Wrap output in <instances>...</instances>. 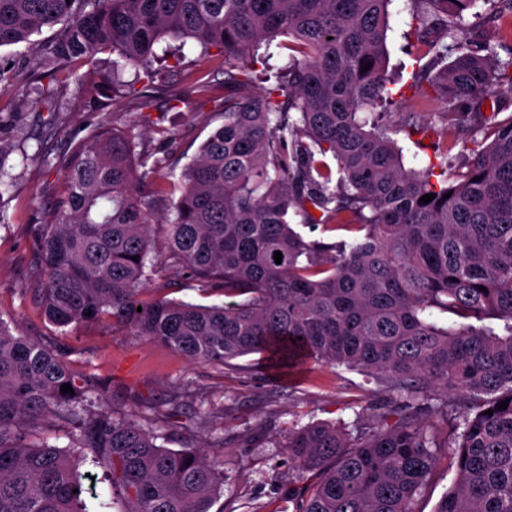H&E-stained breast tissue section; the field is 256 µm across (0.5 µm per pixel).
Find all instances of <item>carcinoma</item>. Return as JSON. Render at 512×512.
Instances as JSON below:
<instances>
[{"instance_id": "carcinoma-1", "label": "carcinoma", "mask_w": 512, "mask_h": 512, "mask_svg": "<svg viewBox=\"0 0 512 512\" xmlns=\"http://www.w3.org/2000/svg\"><path fill=\"white\" fill-rule=\"evenodd\" d=\"M391 2L0 0V48L27 44L34 78L109 49L118 55L112 81L96 91L144 98L137 84L167 83L189 39L203 56L218 50L224 70V124L179 185L140 191L134 137L108 123L73 150L65 195L31 228L46 273L44 314L58 327L107 318L192 361L224 365L262 352L277 366L311 360L385 386L399 403L373 426L317 422L288 434L305 483L290 494L293 512H415L442 455L457 479L434 512H512V114L483 112L487 97L512 93V51L499 55L512 40V0L494 16L493 41L467 34L479 0H411L409 89L444 112L434 121L412 112L399 131L443 141L480 116L469 131L489 141L473 140L458 168L445 148L421 171L405 168L385 123L395 103ZM56 25L53 40H33ZM279 37L292 39V54L275 86L256 93L257 65ZM128 67L134 79L124 81ZM175 194L161 253L156 203ZM425 194L435 198L423 204ZM293 211L308 234L290 224ZM336 229L355 236H314ZM165 254L224 304L144 296ZM432 309L462 323H438ZM488 315L503 330L468 323ZM64 384L74 394L61 393ZM450 394L460 412L441 438L423 416L448 412ZM54 428L66 445L49 441ZM165 443L78 385L61 351L0 321V512H90L79 472L87 451L118 512H210L224 489L222 464L201 444Z\"/></svg>"}]
</instances>
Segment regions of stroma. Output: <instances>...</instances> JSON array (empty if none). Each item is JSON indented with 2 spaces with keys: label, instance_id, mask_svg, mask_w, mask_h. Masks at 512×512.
<instances>
[{
  "label": "stroma",
  "instance_id": "stroma-1",
  "mask_svg": "<svg viewBox=\"0 0 512 512\" xmlns=\"http://www.w3.org/2000/svg\"><path fill=\"white\" fill-rule=\"evenodd\" d=\"M389 12L388 72L397 77L401 92L390 117L396 126L407 113L437 112L441 105L408 89L410 0H393ZM29 55L23 45L0 49V59L13 66L0 77V118L8 130L18 131L20 143L0 169L9 185L0 194V321L13 333L61 350L73 375L95 389L110 410L165 428L169 448H180L186 440L205 444L209 457L223 462L225 474L224 493L211 512H292L288 496L298 483L284 446L289 432L317 421L372 425L380 407L394 404L392 395L358 372L314 362L291 370L272 368L261 354L222 366L193 362L146 337L113 331L108 319L57 327L44 315L42 279L35 274L39 261L31 228L43 223L64 189L61 159L97 123L113 122L134 136L138 156L158 165L169 183L179 182L199 145L224 122V73L218 59L186 49L180 77L154 92L149 103L133 96L97 103L78 85L111 74L113 54L100 52L93 65L53 75L64 117L63 129L55 132L48 126V111L27 103L15 78ZM196 79L212 81L215 90L189 92ZM147 294L202 304L223 301L200 292L191 271L172 258L158 265ZM173 399L181 410L171 416L167 410ZM206 408L216 409L217 417L201 418ZM276 467L283 479L274 487L265 475Z\"/></svg>",
  "mask_w": 512,
  "mask_h": 512
}]
</instances>
